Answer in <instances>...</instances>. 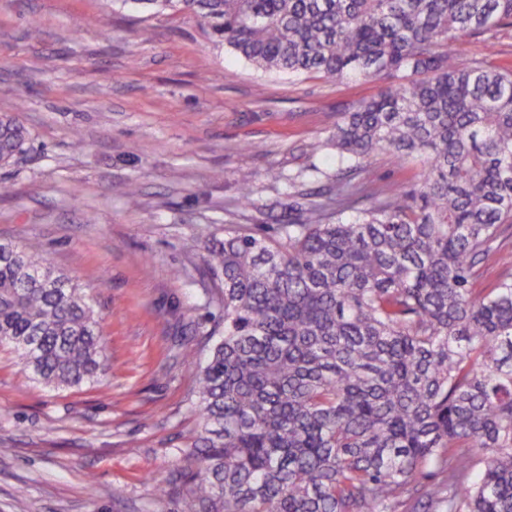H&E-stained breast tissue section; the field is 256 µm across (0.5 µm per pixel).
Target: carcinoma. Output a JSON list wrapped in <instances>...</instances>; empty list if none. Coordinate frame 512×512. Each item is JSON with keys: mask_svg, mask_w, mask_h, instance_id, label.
Here are the masks:
<instances>
[{"mask_svg": "<svg viewBox=\"0 0 512 512\" xmlns=\"http://www.w3.org/2000/svg\"><path fill=\"white\" fill-rule=\"evenodd\" d=\"M185 10L255 67L389 81L311 153L336 181L285 204L279 238L230 225L223 327L196 360L198 423L163 495L180 512H512V62H456L512 0H122ZM27 130L0 115V163ZM416 177L361 178L378 154ZM494 282L480 287L487 272ZM0 344L35 379L110 366L83 289L0 242Z\"/></svg>", "mask_w": 512, "mask_h": 512, "instance_id": "1", "label": "carcinoma"}]
</instances>
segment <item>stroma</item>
<instances>
[{
	"mask_svg": "<svg viewBox=\"0 0 512 512\" xmlns=\"http://www.w3.org/2000/svg\"><path fill=\"white\" fill-rule=\"evenodd\" d=\"M453 50L497 64L512 28ZM386 86L262 71L191 13L0 0V114L29 133L0 165V242L41 243L86 289L112 364L98 383L52 388L0 345V512H174L156 488L196 420L180 346L209 336L223 286L205 249L228 224L277 234L289 183L315 192L336 173L306 143Z\"/></svg>",
	"mask_w": 512,
	"mask_h": 512,
	"instance_id": "35a3bbf8",
	"label": "stroma"
}]
</instances>
